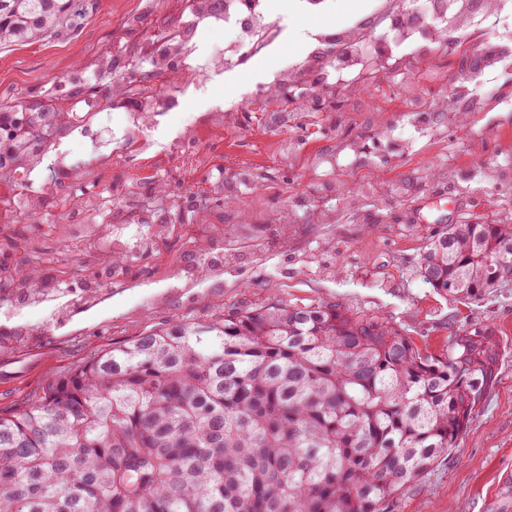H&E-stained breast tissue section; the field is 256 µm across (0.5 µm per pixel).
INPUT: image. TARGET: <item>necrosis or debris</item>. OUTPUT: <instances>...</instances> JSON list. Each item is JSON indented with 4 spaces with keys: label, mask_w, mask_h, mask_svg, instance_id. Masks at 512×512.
<instances>
[{
    "label": "necrosis or debris",
    "mask_w": 512,
    "mask_h": 512,
    "mask_svg": "<svg viewBox=\"0 0 512 512\" xmlns=\"http://www.w3.org/2000/svg\"><path fill=\"white\" fill-rule=\"evenodd\" d=\"M504 0H413L410 12L400 10V0H373L368 14L351 23L316 34L299 56H284L276 76L277 82L297 88L307 99L314 98L321 83L307 75L306 66L314 55L328 52L324 65L327 77L336 79L345 88H364L382 84L388 72L396 68L419 70L431 50L418 41L423 28H441L453 41L471 48L483 40L482 28L472 24L474 14L496 17ZM221 28L227 32L222 47L210 50L205 69L194 64L198 28ZM282 22L272 17L262 0L244 5L242 0H224V12L217 15L199 0L191 11L187 25L161 31L158 45L149 53L153 70L167 72L171 63L180 66L177 91L144 99L138 111L127 113L119 128V147L144 152L154 147L151 132L159 123L161 113L180 108L201 88V73L216 77L246 67L257 55L266 53L278 43ZM480 77L472 74L456 76L448 91L458 108L493 109L498 101L495 88H482ZM449 97V98H450ZM14 186L0 191V223L11 224L22 217L28 203L38 197L39 186L33 171L13 179Z\"/></svg>",
    "instance_id": "4bbe7bcc"
}]
</instances>
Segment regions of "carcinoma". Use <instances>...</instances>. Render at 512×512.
Masks as SVG:
<instances>
[{
	"instance_id": "carcinoma-1",
	"label": "carcinoma",
	"mask_w": 512,
	"mask_h": 512,
	"mask_svg": "<svg viewBox=\"0 0 512 512\" xmlns=\"http://www.w3.org/2000/svg\"><path fill=\"white\" fill-rule=\"evenodd\" d=\"M96 0H0V46L69 37ZM16 135L0 104V171L62 130L46 113ZM441 295L480 301L512 280V221L434 233L420 266ZM0 302L56 292L32 271ZM489 326L448 349L336 301L277 297L103 350L0 413V512H395L457 447L497 378ZM495 512H512V476Z\"/></svg>"
}]
</instances>
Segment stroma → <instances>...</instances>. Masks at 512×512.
Listing matches in <instances>:
<instances>
[{"label": "stroma", "mask_w": 512, "mask_h": 512, "mask_svg": "<svg viewBox=\"0 0 512 512\" xmlns=\"http://www.w3.org/2000/svg\"><path fill=\"white\" fill-rule=\"evenodd\" d=\"M298 0H266L274 17L290 18L278 48L246 70L206 84L184 110L160 119L155 138L163 155L110 151L113 125L132 110L116 79L151 72L139 49L161 28L187 19L181 0H99L79 30L64 39L0 48V102L43 105L55 97L73 108L70 81L101 88L102 118L85 121L50 142L40 168L45 192L37 216L53 263L39 265L25 246L0 241V263L38 266L41 278L80 287L86 270L73 262L69 243L78 231L70 209L84 205L86 189L107 197L104 223L118 224L129 208L124 192L136 185L154 198L151 213L130 241L129 261L91 309L37 332L41 317L13 320L29 330L20 344L0 346V412L68 373L100 350L175 322L248 309L271 296L292 302L341 300L401 324L425 351H445L454 333L491 326L504 347L495 384L477 407L448 458L400 497L398 512H493L512 476V282L482 301L437 294L419 275L429 236L449 224L512 212V72L495 74L503 99L495 111L466 115L424 113L436 136L423 135L402 112L373 111L367 96L346 95L341 112H298L289 122L268 112H240L233 128L207 140L186 123L247 89H268L284 54L302 46V28H331L369 9L370 0H332L320 16L297 15ZM140 24L128 28L129 19ZM109 56L111 70L94 65ZM449 58L406 77L390 73L398 92H438ZM328 155L313 166L310 156ZM70 160L59 171L57 158ZM497 167V183L482 169ZM223 199L213 207V199ZM165 224L167 236L148 237Z\"/></svg>", "instance_id": "stroma-1"}]
</instances>
